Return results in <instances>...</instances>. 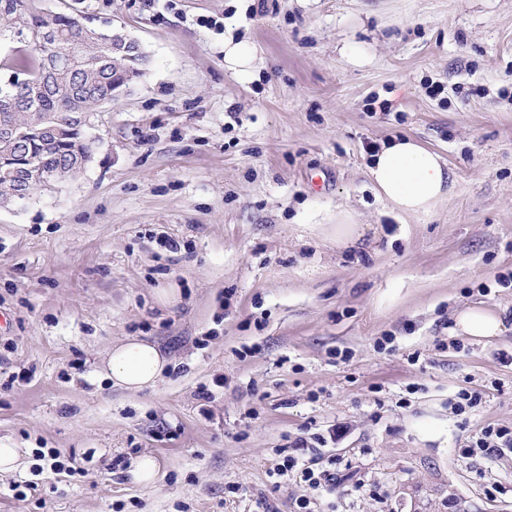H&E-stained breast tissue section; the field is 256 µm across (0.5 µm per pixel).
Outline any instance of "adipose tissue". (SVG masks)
Returning <instances> with one entry per match:
<instances>
[{
    "label": "adipose tissue",
    "mask_w": 512,
    "mask_h": 512,
    "mask_svg": "<svg viewBox=\"0 0 512 512\" xmlns=\"http://www.w3.org/2000/svg\"><path fill=\"white\" fill-rule=\"evenodd\" d=\"M369 175L379 195L404 214L430 212L448 195L452 184L442 157L410 136L393 139L376 152ZM456 328L481 339L502 335L506 330L499 314L481 307L460 311ZM167 369L168 359L156 345L129 338L112 347L106 376L113 385L137 392L154 387Z\"/></svg>",
    "instance_id": "1"
}]
</instances>
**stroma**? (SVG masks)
<instances>
[{
    "label": "stroma",
    "instance_id": "1",
    "mask_svg": "<svg viewBox=\"0 0 512 512\" xmlns=\"http://www.w3.org/2000/svg\"><path fill=\"white\" fill-rule=\"evenodd\" d=\"M34 5L78 7L145 64L96 108L83 171L0 209V441L27 451L0 512H447L452 490L512 512V453H461L512 427V0ZM398 136L448 163L430 213L370 179V145ZM474 305L506 333H456ZM130 336L171 361L137 393L101 374ZM463 389L483 400L458 416ZM299 439L335 491L276 485ZM352 216L348 212H338L336 214V244L338 246H346L353 243L359 237L358 224H353ZM157 472L155 460L149 456L139 457L131 462L130 473L137 483H151L154 481Z\"/></svg>",
    "mask_w": 512,
    "mask_h": 512
}]
</instances>
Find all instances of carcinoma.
I'll return each mask as SVG.
<instances>
[{
    "instance_id": "cac0c4a2",
    "label": "carcinoma",
    "mask_w": 512,
    "mask_h": 512,
    "mask_svg": "<svg viewBox=\"0 0 512 512\" xmlns=\"http://www.w3.org/2000/svg\"><path fill=\"white\" fill-rule=\"evenodd\" d=\"M7 32L27 36L28 47L0 67L27 83L0 81V208L85 168L96 140L80 114L112 102L144 64L136 42L87 29L74 11L36 13L28 0H0V36Z\"/></svg>"
}]
</instances>
